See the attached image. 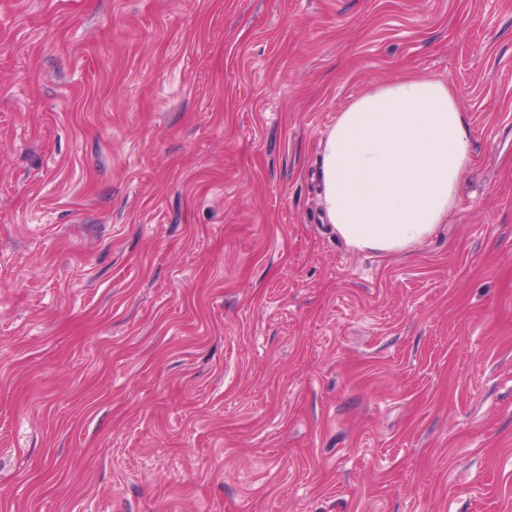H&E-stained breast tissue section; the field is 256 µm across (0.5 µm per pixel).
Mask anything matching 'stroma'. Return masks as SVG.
<instances>
[{
	"instance_id": "35a3bbf8",
	"label": "stroma",
	"mask_w": 512,
	"mask_h": 512,
	"mask_svg": "<svg viewBox=\"0 0 512 512\" xmlns=\"http://www.w3.org/2000/svg\"><path fill=\"white\" fill-rule=\"evenodd\" d=\"M416 75L474 166L352 252L321 143ZM0 512H512V0H0Z\"/></svg>"
}]
</instances>
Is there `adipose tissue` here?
Returning a JSON list of instances; mask_svg holds the SVG:
<instances>
[{
    "label": "adipose tissue",
    "mask_w": 512,
    "mask_h": 512,
    "mask_svg": "<svg viewBox=\"0 0 512 512\" xmlns=\"http://www.w3.org/2000/svg\"><path fill=\"white\" fill-rule=\"evenodd\" d=\"M470 128L448 83L405 78L354 100L322 149V204L356 252L423 244L456 207Z\"/></svg>",
    "instance_id": "ef3b65f1"
}]
</instances>
